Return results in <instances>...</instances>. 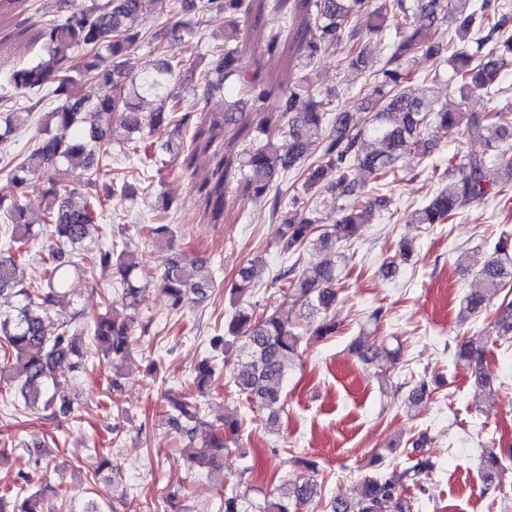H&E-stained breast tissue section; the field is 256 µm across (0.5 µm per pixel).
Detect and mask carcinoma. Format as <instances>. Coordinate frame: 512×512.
<instances>
[{"label":"carcinoma","instance_id":"carcinoma-1","mask_svg":"<svg viewBox=\"0 0 512 512\" xmlns=\"http://www.w3.org/2000/svg\"><path fill=\"white\" fill-rule=\"evenodd\" d=\"M290 0H197L200 13L224 12V45L215 48L212 60L198 58L192 69L199 70L200 82L208 91H224L233 97L225 101L224 115L210 124L189 125L181 96L169 87L181 82L185 67L181 61H162L148 67L126 85L124 57L140 40V32L126 26V20L146 17L163 0H57L61 19L39 28L42 43L38 61L12 69L8 84L14 94L38 101L23 108L34 113L40 96L50 90L53 107L37 117L40 137L33 142L34 154L43 164V172L32 171L22 153L0 151V173L12 181L16 195L10 205L0 200L4 227L0 228V295L6 291L19 298L15 313L0 318V377L16 384L17 393L27 408L49 413V417H67L74 412L73 402L57 398L51 392L55 374L82 368L83 354L72 340L73 326L79 314L60 321L53 332L45 324L50 306L72 291L75 278L98 269L105 274L116 270L122 293L111 305L136 309L141 288L131 279L139 265L138 257L127 245H112L96 254L76 250L90 226L98 223L106 203L115 192H127V185L114 188L106 183L110 169L103 162L109 148L105 142L112 125L122 124L131 133L148 129L161 132L171 126L191 128L186 153L177 160L182 169H190L198 152L212 151L219 158L217 167L198 184L206 206L215 218L224 216V197L228 185L237 180L242 193L253 199L270 192L273 182L307 156L312 137H322V152L317 164L308 171L305 192L326 188L346 198L332 224L314 211L299 217L288 215L277 227L281 251L297 255L296 261L277 280L283 282L284 297L304 309L299 322L285 321L275 313L259 312L243 304L255 288L256 264L242 269L228 287L234 311L224 322V332L210 338L213 351L230 355L226 364L230 381L250 403L270 410L266 425H279L274 410L282 399L288 366L299 356L302 343L327 340L336 335L337 325L329 312L340 292V270L336 247L350 246L372 223L374 210L387 208V198L377 194L398 181L399 163L407 156L427 155L432 149L431 128L452 133L460 128L471 140H482L491 154L456 152L448 157V167L436 176L437 188L426 205L410 216L413 224H444L460 210L487 196L486 168L499 161L512 172V157L502 149L512 139V121H503L504 113L470 112L468 99L480 92L494 98L499 90L495 81L500 67L512 61V0H483L469 6V0H297L299 12L288 9ZM251 11L259 15L280 13L286 22L269 32L262 49L269 60L286 59L305 66L321 54L345 43L343 62L350 68L367 63L361 33L345 32L356 15L374 17L367 36L376 39L385 31L384 21L396 18L402 31L394 41L384 65L378 70L381 80L366 84L368 96L379 106L366 125L356 127L350 113L329 112L335 93L325 95L299 81L280 96L276 111H268L269 92L261 70L241 64L239 45L240 16ZM460 19L452 44L462 45L453 55V71L448 76V91L459 97L455 108L437 106L431 89L417 79L412 59L419 52L443 63L440 47L428 42V36L446 18ZM489 51H484L487 44ZM100 85L112 87L99 96ZM152 94L156 107L139 112L130 101L131 94ZM14 112H0V144L15 141L18 133ZM274 125L280 140H271L244 152L232 153L237 140H248L256 131ZM82 167L88 171L86 185L104 182L106 191L91 193L81 205L72 202L77 191L64 178V171ZM38 185L44 209L36 220L27 216L23 200L30 188ZM48 243L46 266L37 278H24L21 266L29 260L28 245L34 224ZM146 235L162 251L172 247L174 229L170 224H147ZM316 246L332 257L301 263V252ZM478 266L483 288L466 295L462 301L463 319L486 315L489 329L479 337L464 338L456 344L457 355L481 365L485 355L484 336L512 344V235L502 234L484 258L473 259ZM185 256L174 253L163 260L160 286L175 312L187 304L199 303L214 288L212 277L202 274L191 282L185 272ZM503 293L499 306L488 309L489 297ZM137 318L112 312V318H97L88 325L95 353L116 371L127 362L136 341L133 328ZM199 393L215 375V359L203 358L194 368ZM177 433L196 443L192 458L200 465L224 467V452L238 447L242 422L226 414L220 422L205 419L202 400L193 393L166 396L161 406ZM425 435L409 442L414 463L401 473L379 472L363 479L356 498L338 494L325 500V512H411L407 483L432 470L434 463L422 453ZM486 479L491 482L503 468L501 456L489 448L484 457ZM39 474L26 473L13 480V486L0 491V512H104L96 503L80 510H64L67 502L62 487L53 490L55 502L45 491L31 487ZM322 497L318 484L307 479L286 480L258 506L259 512H299L304 503Z\"/></svg>","mask_w":512,"mask_h":512}]
</instances>
